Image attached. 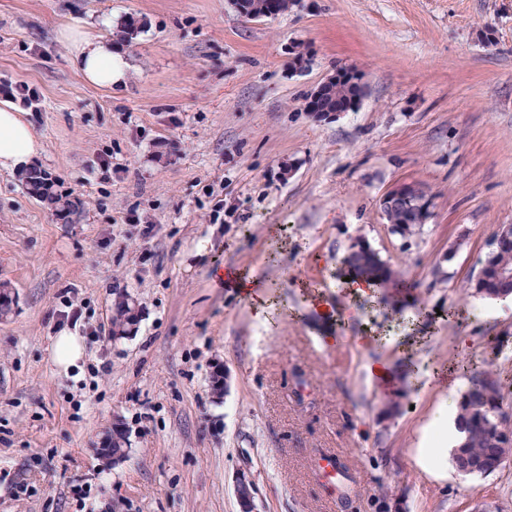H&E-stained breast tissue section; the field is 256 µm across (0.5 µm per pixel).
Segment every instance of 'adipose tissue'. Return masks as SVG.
<instances>
[{"label": "adipose tissue", "mask_w": 512, "mask_h": 512, "mask_svg": "<svg viewBox=\"0 0 512 512\" xmlns=\"http://www.w3.org/2000/svg\"><path fill=\"white\" fill-rule=\"evenodd\" d=\"M60 37L86 82L104 88L123 83L128 64L111 39L69 28L61 30ZM42 152L43 144L24 112L11 102H0V171L24 173Z\"/></svg>", "instance_id": "1"}]
</instances>
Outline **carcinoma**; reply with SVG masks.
I'll list each match as a JSON object with an SVG mask.
<instances>
[{"label": "carcinoma", "instance_id": "carcinoma-1", "mask_svg": "<svg viewBox=\"0 0 512 512\" xmlns=\"http://www.w3.org/2000/svg\"><path fill=\"white\" fill-rule=\"evenodd\" d=\"M244 17H260L266 14L279 15L286 11L288 0L274 4L272 0H242L240 3ZM22 183L26 192L45 200L64 211L71 203L54 191V183L45 174L30 171L24 174ZM387 222L392 233L403 238L410 237L423 229V225L406 219L401 213L389 215ZM348 272L370 283L379 291L384 303H397L407 288L406 281L399 271L383 261L379 254L371 249L366 252L350 253L344 260ZM500 266L512 268V241L507 240L498 247L491 248L481 263L484 272H494ZM472 294L488 299L507 298L512 295V279L498 281L483 280V286L470 281ZM512 396V388L503 384L501 374L493 370L474 372L467 386L456 401L455 426L460 434L458 446L475 461H480L486 470L495 473L500 470L499 461L512 458V416L504 410V402Z\"/></svg>", "mask_w": 512, "mask_h": 512}]
</instances>
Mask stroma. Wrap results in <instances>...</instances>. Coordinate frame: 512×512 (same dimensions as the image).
<instances>
[{
  "label": "stroma",
  "mask_w": 512,
  "mask_h": 512,
  "mask_svg": "<svg viewBox=\"0 0 512 512\" xmlns=\"http://www.w3.org/2000/svg\"><path fill=\"white\" fill-rule=\"evenodd\" d=\"M131 19L124 84L87 83L59 30ZM344 67L364 98L316 120L310 92ZM1 81L39 93L37 168L72 212L0 172V512H240L242 470L256 512H384L387 492L400 512H512V460L465 477L421 455L467 370L512 376V303L466 290L512 225V0H301L257 20L230 0H0ZM401 181L434 198L410 238L380 209ZM358 240L404 300L344 288ZM214 266L247 271L261 302ZM74 309L91 332L66 372L51 345ZM379 362L411 369L389 419ZM118 423L128 455L106 465ZM326 451L346 473L332 497L312 468ZM235 494L242 512H253L254 484L250 475L246 472L239 473L234 484Z\"/></svg>",
  "instance_id": "35a3bbf8"
}]
</instances>
